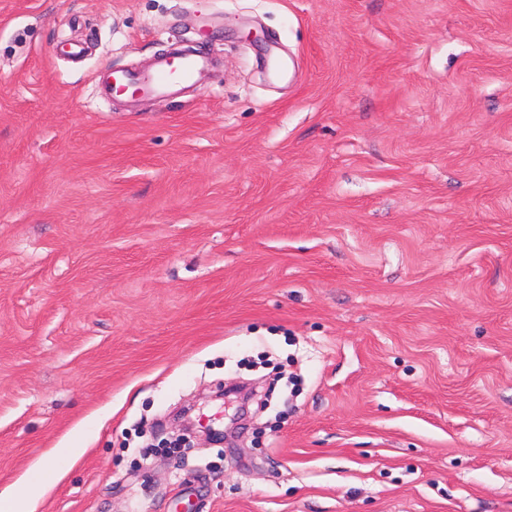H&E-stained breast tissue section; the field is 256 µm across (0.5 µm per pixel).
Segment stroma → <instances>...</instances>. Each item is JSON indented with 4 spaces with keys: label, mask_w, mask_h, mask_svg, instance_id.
Instances as JSON below:
<instances>
[{
    "label": "stroma",
    "mask_w": 512,
    "mask_h": 512,
    "mask_svg": "<svg viewBox=\"0 0 512 512\" xmlns=\"http://www.w3.org/2000/svg\"><path fill=\"white\" fill-rule=\"evenodd\" d=\"M188 41L214 76L101 96ZM36 469L39 512H512V0H0V489Z\"/></svg>",
    "instance_id": "stroma-1"
}]
</instances>
